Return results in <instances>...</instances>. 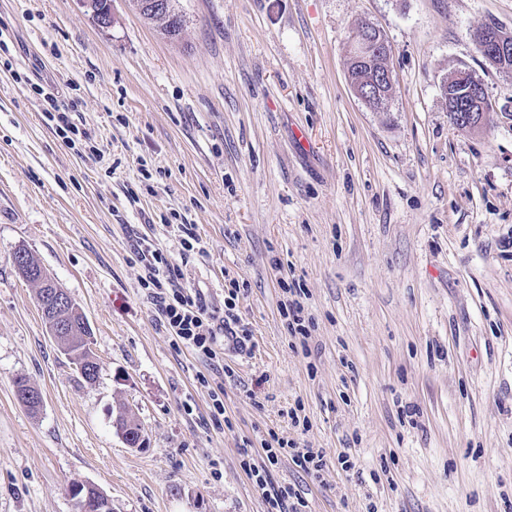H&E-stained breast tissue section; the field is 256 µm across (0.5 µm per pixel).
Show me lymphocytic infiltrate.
<instances>
[{"instance_id":"f902f5d3","label":"lymphocytic infiltrate","mask_w":512,"mask_h":512,"mask_svg":"<svg viewBox=\"0 0 512 512\" xmlns=\"http://www.w3.org/2000/svg\"><path fill=\"white\" fill-rule=\"evenodd\" d=\"M43 101L48 126L66 146L91 141V132L75 121L77 101H62L50 92L44 93ZM133 250L143 271L140 285L149 290L160 320L176 345L207 361L216 359L224 343L240 350L246 348L250 333L238 314L237 280H230L224 314L218 318L209 312L203 292L185 283L180 266L154 239L137 235ZM283 454V448L269 445L258 460L252 453H245L241 465L261 491L267 512H306L307 502L293 486H276L268 480L270 469L278 465Z\"/></svg>"}]
</instances>
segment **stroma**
<instances>
[{
    "mask_svg": "<svg viewBox=\"0 0 512 512\" xmlns=\"http://www.w3.org/2000/svg\"><path fill=\"white\" fill-rule=\"evenodd\" d=\"M163 40L112 0H0V512H77L90 484L112 512H265L241 467L274 433L324 455L282 456L273 483L308 512H512V72L472 35L512 31V0H178ZM391 47V107L350 89L349 35ZM485 85L491 120L449 122L441 87ZM39 83L79 103L93 146L48 128ZM182 263L210 312L230 279L249 347L224 371L175 347L133 231ZM28 249L82 308L99 377L87 385L41 316L14 253ZM303 291L306 341L281 314ZM224 378L213 418L204 379ZM24 377L39 414L14 396ZM133 406L147 445L113 426ZM172 1H175L172 4L173 11L175 12V14L173 16L165 17V18L148 17L147 19H144V20L149 24H153L156 27L159 34L163 38H165L169 41H177V40H179L180 35L183 30L184 19H183V15L180 13V11L175 6L176 0H172ZM176 14L179 17H177ZM292 445L291 458L296 466L307 474H319L324 466L322 452L314 448H296L295 444Z\"/></svg>",
    "mask_w": 512,
    "mask_h": 512,
    "instance_id": "35a3bbf8",
    "label": "stroma"
}]
</instances>
